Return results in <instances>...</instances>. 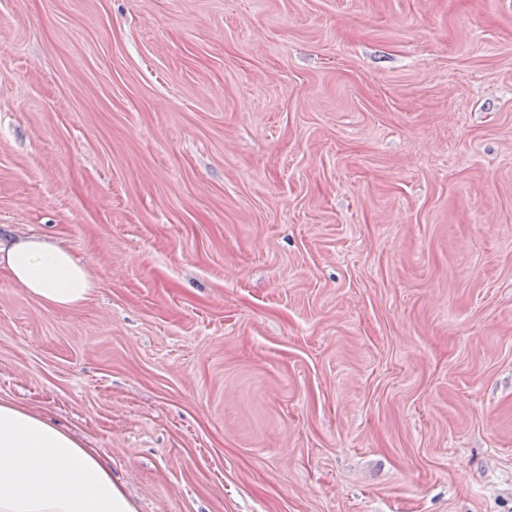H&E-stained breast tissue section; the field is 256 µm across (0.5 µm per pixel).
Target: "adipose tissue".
Returning a JSON list of instances; mask_svg holds the SVG:
<instances>
[{"label": "adipose tissue", "mask_w": 512, "mask_h": 512, "mask_svg": "<svg viewBox=\"0 0 512 512\" xmlns=\"http://www.w3.org/2000/svg\"><path fill=\"white\" fill-rule=\"evenodd\" d=\"M0 268L31 297L56 309L90 297L89 271L57 242L0 235ZM0 512H136L109 460L68 431L0 402Z\"/></svg>", "instance_id": "1"}]
</instances>
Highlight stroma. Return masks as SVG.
<instances>
[{"label":"stroma","mask_w":512,"mask_h":512,"mask_svg":"<svg viewBox=\"0 0 512 512\" xmlns=\"http://www.w3.org/2000/svg\"><path fill=\"white\" fill-rule=\"evenodd\" d=\"M0 400L137 512H512V0H0ZM0 268L29 296L51 308L77 307L94 288L89 271L67 249L41 236L0 232Z\"/></svg>","instance_id":"1"}]
</instances>
